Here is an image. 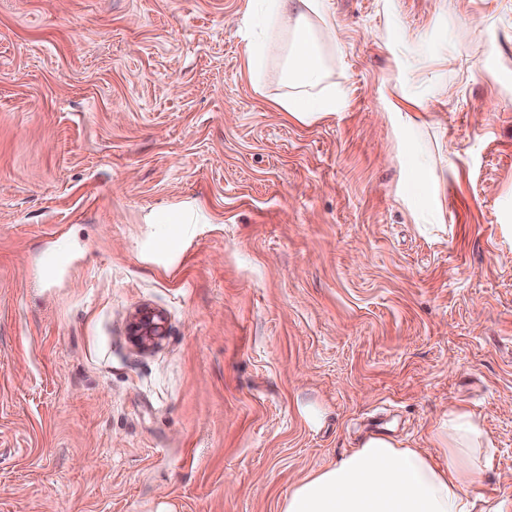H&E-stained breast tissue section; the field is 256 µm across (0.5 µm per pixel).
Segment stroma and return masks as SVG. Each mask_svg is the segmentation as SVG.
<instances>
[{
	"instance_id": "stroma-1",
	"label": "stroma",
	"mask_w": 512,
	"mask_h": 512,
	"mask_svg": "<svg viewBox=\"0 0 512 512\" xmlns=\"http://www.w3.org/2000/svg\"><path fill=\"white\" fill-rule=\"evenodd\" d=\"M393 2L330 0L350 105L306 125L280 57L250 78L249 0H0V512H281L453 406L512 512V95L480 69L512 71V0ZM415 100L433 234L385 117ZM131 328L136 344L142 349L156 345L164 336L162 318L148 311L140 312Z\"/></svg>"
}]
</instances>
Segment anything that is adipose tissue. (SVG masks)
Here are the masks:
<instances>
[{
	"label": "adipose tissue",
	"mask_w": 512,
	"mask_h": 512,
	"mask_svg": "<svg viewBox=\"0 0 512 512\" xmlns=\"http://www.w3.org/2000/svg\"><path fill=\"white\" fill-rule=\"evenodd\" d=\"M328 20L329 0H250L244 22L246 65L260 76L274 35L287 30L283 53L284 93L277 99L289 118L313 124L345 111L347 89L329 80V62L311 18ZM386 118L400 137L406 160L403 200L416 224L442 223L438 185L429 151L418 136L421 112H390ZM432 440L435 453L371 436L336 463L303 479L285 498L281 512H502L474 495L492 449L482 423L463 408L440 418Z\"/></svg>",
	"instance_id": "1"
}]
</instances>
